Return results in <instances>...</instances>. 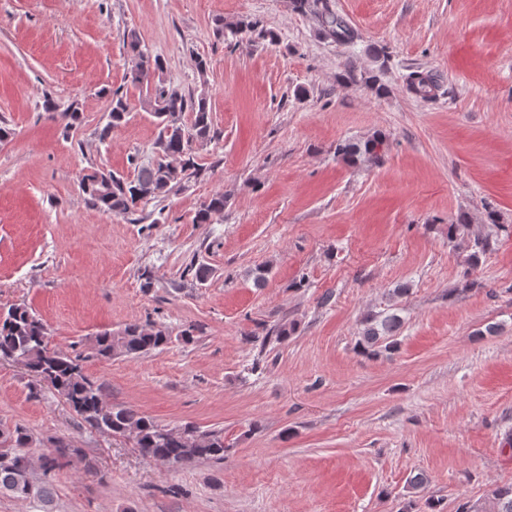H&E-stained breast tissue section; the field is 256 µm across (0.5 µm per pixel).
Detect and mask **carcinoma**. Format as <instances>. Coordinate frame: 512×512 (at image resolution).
<instances>
[{"label":"carcinoma","instance_id":"obj_1","mask_svg":"<svg viewBox=\"0 0 512 512\" xmlns=\"http://www.w3.org/2000/svg\"><path fill=\"white\" fill-rule=\"evenodd\" d=\"M320 0H295V8L308 4L317 8L321 29L338 42L353 38L348 23L336 13L318 10ZM128 61V78L145 88L144 108L157 120L160 135L156 143L159 158L137 166L132 178L93 168L82 174L79 187L88 204L108 214L126 215L151 200L166 198L189 175L198 171L194 145L213 138L211 108L207 98L187 95L166 84L162 79L163 62L144 51L139 33L127 29L122 36ZM44 109L49 118L61 122L62 134H68L82 122V112L72 104L65 111H56L47 99ZM130 112L127 98L116 90L109 105V121L100 132L101 141L111 137L112 130L121 126ZM191 114L190 124L181 121L183 113ZM384 136L361 141H344L336 146V154L346 160L377 154ZM224 211V195L215 194L204 202L194 216V222L207 224ZM469 224L462 217L448 225V241L465 239L468 261L476 265L489 251L495 240L488 233L473 239L464 238ZM398 318L381 320L369 315L365 319L362 340L358 347L368 355L376 354L375 344L382 336L393 333ZM172 343V334L163 327L126 324L117 331H104L93 339L94 357L110 360L114 357L136 358L162 350ZM20 365L40 386L54 390L76 416L102 432L129 436L145 457L172 466H187L200 460L224 459V437L215 431H202L192 423L180 428L158 424L143 412L120 404H108L103 399L102 385L91 381L83 371L82 358L59 353L49 344L48 332L42 320L24 304H13L0 310V362ZM31 435L22 427L0 429V494L36 504L38 512H54V492L51 474L70 462L75 450L61 443L40 457L39 468L44 479H33L26 448ZM485 512H512V485L491 490L489 509Z\"/></svg>","mask_w":512,"mask_h":512}]
</instances>
